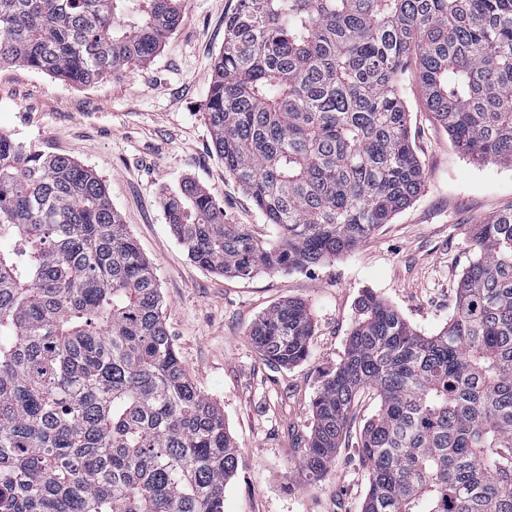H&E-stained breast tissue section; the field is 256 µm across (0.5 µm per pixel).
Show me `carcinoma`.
<instances>
[{"instance_id": "obj_1", "label": "carcinoma", "mask_w": 512, "mask_h": 512, "mask_svg": "<svg viewBox=\"0 0 512 512\" xmlns=\"http://www.w3.org/2000/svg\"><path fill=\"white\" fill-rule=\"evenodd\" d=\"M178 0H0V65L91 85L149 64ZM478 163L512 164V0H239L204 117L269 239L228 224L193 182L167 224L200 267L251 278L349 253L408 207L423 168L400 77ZM476 257L434 335L368 294L325 375L299 468L319 481L364 390L362 512H512V210L474 227ZM150 263L105 185L0 132V512H224L241 452L160 315ZM308 305L249 336L288 368Z\"/></svg>"}]
</instances>
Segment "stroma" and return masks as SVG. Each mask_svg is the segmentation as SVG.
<instances>
[{
    "mask_svg": "<svg viewBox=\"0 0 512 512\" xmlns=\"http://www.w3.org/2000/svg\"><path fill=\"white\" fill-rule=\"evenodd\" d=\"M238 4L182 0L180 25L148 66L90 86L0 65V131L71 156L104 181L154 268L182 365L223 410L240 446L242 465L224 489V512H362L369 473L358 459V430L320 482L305 484L299 472L322 376L342 360L363 292L387 301L423 334L446 323L475 256L474 224L512 207V166L464 156L411 76L404 99L424 185L408 208L351 253L307 269L241 279L199 267L164 216V198L182 183L208 188L227 222L267 231L261 212L225 174L204 118L224 17ZM289 299L308 304L314 333L308 358L285 369L265 361L248 332Z\"/></svg>",
    "mask_w": 512,
    "mask_h": 512,
    "instance_id": "stroma-1",
    "label": "stroma"
}]
</instances>
